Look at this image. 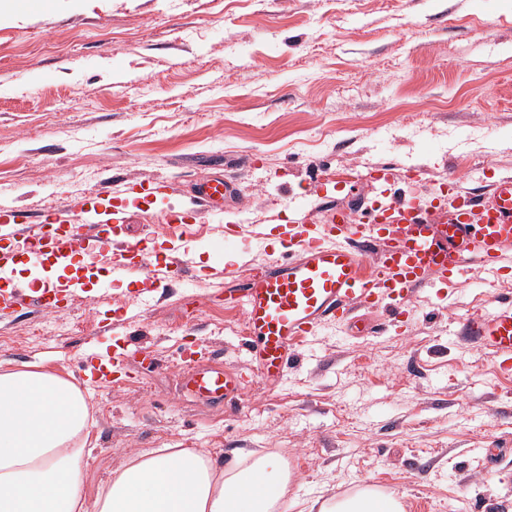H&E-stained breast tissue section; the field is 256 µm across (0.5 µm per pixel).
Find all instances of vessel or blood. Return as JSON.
Instances as JSON below:
<instances>
[{
	"mask_svg": "<svg viewBox=\"0 0 512 512\" xmlns=\"http://www.w3.org/2000/svg\"><path fill=\"white\" fill-rule=\"evenodd\" d=\"M375 180L379 194L355 217L331 206L320 220L315 206L299 202L290 222L278 227L287 250L270 254L230 289L244 315L245 352L268 386L278 387L284 380L296 359L295 341L325 322L344 321L353 334H371L375 325L355 317L354 309L383 302L397 316L415 290L448 285L476 264L490 277L512 266L511 174L494 178L481 199L454 181L426 198L393 197L389 190L395 173L387 166L377 168ZM171 189L163 177L124 184L119 193L107 185L70 196L36 220L0 203V320L20 310L56 311L83 290L80 274L25 289L14 277L23 258L40 265L80 263L83 271L101 272L102 287L133 283L137 299L169 288L173 272L193 262L192 229L200 211L223 215L225 201L239 191L235 181L221 175L197 183L196 209L167 215L171 245L156 257L146 239L132 235L129 210L120 198L125 192L155 197ZM248 231L245 224L225 225L220 252H237ZM376 242L382 250L374 273L368 275L363 271L365 253ZM134 323L132 315L123 316L112 329L110 349L88 341L87 350L97 360L91 385L120 379L128 358L156 361L154 351L133 336ZM457 336L492 358L512 361V301L468 315ZM180 358L186 363L179 383L182 393L198 403L237 408L240 374L202 352L184 351Z\"/></svg>",
	"mask_w": 512,
	"mask_h": 512,
	"instance_id": "1",
	"label": "vessel or blood"
}]
</instances>
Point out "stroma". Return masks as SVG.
I'll list each match as a JSON object with an SVG mask.
<instances>
[{"mask_svg": "<svg viewBox=\"0 0 512 512\" xmlns=\"http://www.w3.org/2000/svg\"><path fill=\"white\" fill-rule=\"evenodd\" d=\"M384 164L406 198L512 174V0H0V201L31 215L110 176H164L170 195L134 217L158 250L166 213L191 206L203 177L239 179L225 219L272 225L302 198H373ZM342 166L361 178L332 181ZM222 234L204 218L194 267L142 303L88 287L51 320L0 322V363L78 382L87 340L133 306L162 359L91 391L87 500L137 450L195 448L283 457L302 474L287 512L365 484L405 512H512V371L453 336L467 312L512 298V272L417 291L397 320L366 310L375 336L322 327L282 386L250 378L229 414L177 391L187 338L249 371L244 317L220 294ZM489 448L502 451L492 470Z\"/></svg>", "mask_w": 512, "mask_h": 512, "instance_id": "35a3bbf8", "label": "stroma"}]
</instances>
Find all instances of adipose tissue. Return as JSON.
I'll return each instance as SVG.
<instances>
[{"label":"adipose tissue","mask_w":512,"mask_h":512,"mask_svg":"<svg viewBox=\"0 0 512 512\" xmlns=\"http://www.w3.org/2000/svg\"><path fill=\"white\" fill-rule=\"evenodd\" d=\"M95 426L77 386L39 364L0 368V512H276L290 474L278 456L225 459L191 448L135 453L99 486L83 488ZM320 512H403L370 488Z\"/></svg>","instance_id":"obj_1"}]
</instances>
